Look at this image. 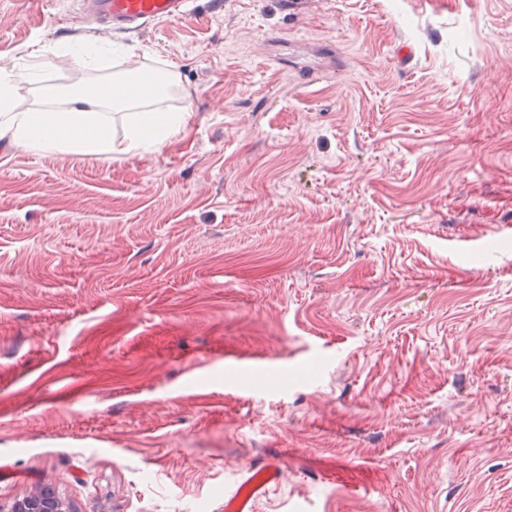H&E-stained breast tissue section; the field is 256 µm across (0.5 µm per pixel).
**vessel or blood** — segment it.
Masks as SVG:
<instances>
[{"label": "vessel or blood", "mask_w": 512, "mask_h": 512, "mask_svg": "<svg viewBox=\"0 0 512 512\" xmlns=\"http://www.w3.org/2000/svg\"><path fill=\"white\" fill-rule=\"evenodd\" d=\"M77 15L95 20L104 29L136 33L151 26L187 19L192 0H76ZM248 479L224 500V512H254L253 503L277 485L283 470L271 458L248 467Z\"/></svg>", "instance_id": "b4317fda"}]
</instances>
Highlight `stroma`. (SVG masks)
<instances>
[{"label": "stroma", "instance_id": "1", "mask_svg": "<svg viewBox=\"0 0 512 512\" xmlns=\"http://www.w3.org/2000/svg\"><path fill=\"white\" fill-rule=\"evenodd\" d=\"M105 36L0 0V66L174 69L163 146L0 139V503L512 512V0H195ZM251 476L224 500L225 512H253V503L263 497L283 476L279 459L271 458L262 463L249 464ZM8 512H63V503L55 487L43 485L37 490L15 499Z\"/></svg>", "mask_w": 512, "mask_h": 512}]
</instances>
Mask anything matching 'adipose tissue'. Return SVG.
Instances as JSON below:
<instances>
[{
	"label": "adipose tissue",
	"instance_id": "obj_1",
	"mask_svg": "<svg viewBox=\"0 0 512 512\" xmlns=\"http://www.w3.org/2000/svg\"><path fill=\"white\" fill-rule=\"evenodd\" d=\"M43 66L40 54H32L23 70L0 67V137L26 150L51 154L109 155L116 149L133 152L162 145L184 124L186 110L167 111L156 100L177 83L173 72L153 78L143 86V67H124L111 82L86 86L69 95L64 106L38 109L15 99L20 80L36 79ZM127 115L123 143H115L103 109Z\"/></svg>",
	"mask_w": 512,
	"mask_h": 512
}]
</instances>
